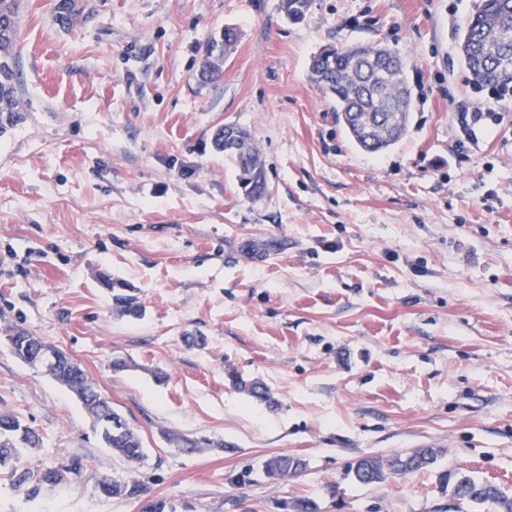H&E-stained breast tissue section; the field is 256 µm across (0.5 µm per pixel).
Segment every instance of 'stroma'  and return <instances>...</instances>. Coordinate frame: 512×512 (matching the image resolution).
Listing matches in <instances>:
<instances>
[{
    "instance_id": "stroma-1",
    "label": "stroma",
    "mask_w": 512,
    "mask_h": 512,
    "mask_svg": "<svg viewBox=\"0 0 512 512\" xmlns=\"http://www.w3.org/2000/svg\"><path fill=\"white\" fill-rule=\"evenodd\" d=\"M56 2L24 0V110L0 134V413L41 435L32 471L77 457L84 473L30 500L2 472L0 512H280L300 497L318 512H472L431 471L353 482L360 457L423 445L512 490V102L473 137L457 122L458 104L489 100L458 49L477 0H311L298 23L281 0H77L74 29ZM227 26L222 76L199 84ZM358 43L392 49L412 91L404 136L375 154L309 72L322 48ZM222 124L250 132L262 197L215 152ZM107 275L141 318L113 311ZM14 328L81 364L140 434V464L14 357ZM231 370L277 407L239 393ZM281 453L307 468L268 483L257 470ZM105 476L137 495L103 496Z\"/></svg>"
}]
</instances>
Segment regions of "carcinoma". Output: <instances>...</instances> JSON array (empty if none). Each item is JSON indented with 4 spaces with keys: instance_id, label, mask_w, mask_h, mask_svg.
Returning <instances> with one entry per match:
<instances>
[{
    "instance_id": "carcinoma-1",
    "label": "carcinoma",
    "mask_w": 512,
    "mask_h": 512,
    "mask_svg": "<svg viewBox=\"0 0 512 512\" xmlns=\"http://www.w3.org/2000/svg\"><path fill=\"white\" fill-rule=\"evenodd\" d=\"M22 0H0V133L12 127L22 103L17 95L19 73L17 69L18 20ZM310 0H282V9L288 16L302 18ZM470 36H482L488 43L487 58L502 70L498 78L490 77L487 66L472 65L468 73L478 85L512 84V0H479L470 16ZM237 40V32L226 28L211 38L207 54L199 70V80L208 83L221 74L224 54ZM384 46L360 44L346 49L330 45L313 56L310 63L312 79L335 100L336 114L354 144L368 153H377L394 145L408 127L411 91L407 87L406 73H398L385 84L374 83L363 94L358 93L356 80L362 78L365 59L372 54H388ZM243 150L229 151L224 142L214 141L216 151L233 160L240 189L249 197H258L265 190V171L262 157L247 131H241ZM112 296V307L123 316L138 317L143 305L138 298L106 280ZM14 356L32 367L39 364L32 360L40 347L47 342L22 329H14L6 336ZM55 360L48 366V374L65 386L80 401L88 414L97 419L96 430L102 444L130 464L140 462L144 455L143 442L137 432L116 409L112 401L102 394L89 379L82 366L66 351L53 347ZM233 387L270 407L276 405L270 389L256 379H245L235 371L228 372ZM40 445L39 434L19 416L0 414V469L8 471L12 485L31 496L41 485L67 486L78 482L84 471L82 463L72 460L66 465L34 472L25 467L23 457L30 448ZM441 451L435 448H416L407 453L393 454L388 458L366 455L351 468L352 479L359 485H373L390 478L414 472L433 470L437 474L440 491L453 500L466 502L474 508L487 504L498 512H512V494L498 484L476 478L456 468H441L438 458ZM306 468L305 460L287 453L276 454L263 461L262 476L272 484L285 482L298 476ZM99 491L105 496H132L137 486L104 477L98 482ZM282 512H317L311 499L284 500Z\"/></svg>"
}]
</instances>
